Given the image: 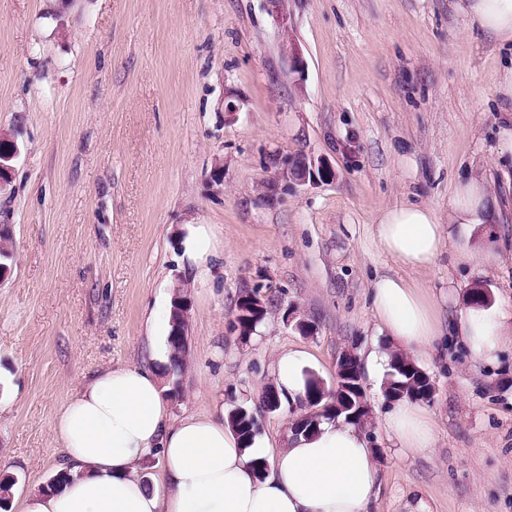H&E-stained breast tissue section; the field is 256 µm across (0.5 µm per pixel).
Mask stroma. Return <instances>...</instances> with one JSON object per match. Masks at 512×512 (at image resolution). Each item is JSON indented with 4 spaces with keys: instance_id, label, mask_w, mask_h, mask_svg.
<instances>
[{
    "instance_id": "35a3bbf8",
    "label": "stroma",
    "mask_w": 512,
    "mask_h": 512,
    "mask_svg": "<svg viewBox=\"0 0 512 512\" xmlns=\"http://www.w3.org/2000/svg\"><path fill=\"white\" fill-rule=\"evenodd\" d=\"M459 5L285 0L282 28L267 0H0V134L17 147L0 191L14 242L0 282V472L13 494L58 471L51 427L79 381L150 362L179 283L192 309L173 412L246 406L281 447L291 405L258 410L279 352L304 348L329 385L343 351L387 345L370 288L396 266L375 216L405 204L447 217L458 179L480 170L491 191L512 183L500 163L512 99L497 92L512 48L467 29ZM289 39L299 78L283 64ZM300 155L328 159L335 179L282 180ZM188 224L209 225L219 253L205 281L179 260ZM493 237L501 261L447 250L408 275L442 321L423 367L437 446L402 453L382 426L390 401L365 380L381 478L371 512H512V343L476 365L452 332L472 288L512 306L511 209L475 225L470 246ZM247 291L269 307L245 341L234 320Z\"/></svg>"
}]
</instances>
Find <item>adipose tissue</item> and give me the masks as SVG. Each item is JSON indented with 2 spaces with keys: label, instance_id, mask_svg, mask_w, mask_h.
I'll return each instance as SVG.
<instances>
[{
  "label": "adipose tissue",
  "instance_id": "ef3b65f1",
  "mask_svg": "<svg viewBox=\"0 0 512 512\" xmlns=\"http://www.w3.org/2000/svg\"><path fill=\"white\" fill-rule=\"evenodd\" d=\"M463 11L469 28L512 44V0H467ZM501 213L498 198L477 174L458 185L447 221L427 207L397 206L377 217L374 234L391 260L420 271L442 253L447 225L457 228L460 260L469 261L472 225L497 223ZM180 246L196 277L208 279L213 252L206 226L186 225ZM372 296L380 330L416 359H428L440 334L434 301L393 275L377 277ZM455 330L469 343L472 361H493L512 337V310L466 307ZM313 363L302 348L278 354L273 374L281 398H305ZM384 424L404 451L437 443L420 405H398ZM51 431L71 478L57 491L18 498L16 512H370L380 490L375 454L358 427L326 421L311 435L289 436L283 448L266 441L247 447L220 402L173 414L156 365L101 369L61 407ZM152 455L159 457L161 472L145 483L138 470ZM259 458L268 462L262 477L253 469Z\"/></svg>",
  "mask_w": 512,
  "mask_h": 512
}]
</instances>
